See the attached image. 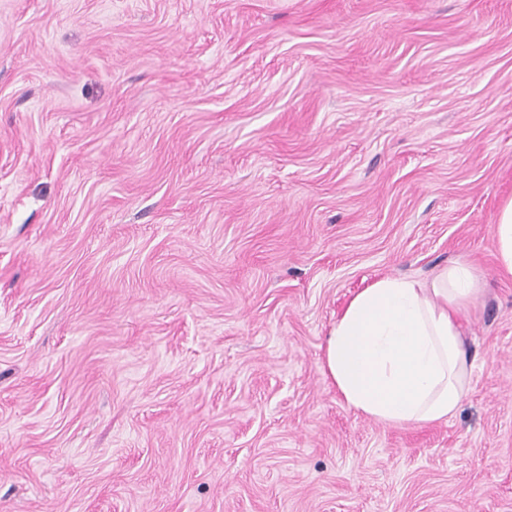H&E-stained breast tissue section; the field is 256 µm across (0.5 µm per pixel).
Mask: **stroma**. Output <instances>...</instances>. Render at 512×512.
Returning a JSON list of instances; mask_svg holds the SVG:
<instances>
[{"mask_svg":"<svg viewBox=\"0 0 512 512\" xmlns=\"http://www.w3.org/2000/svg\"><path fill=\"white\" fill-rule=\"evenodd\" d=\"M512 0H0V512H512ZM473 265L448 422L323 344ZM493 237L503 270L512 274V200L502 207L493 225Z\"/></svg>","mask_w":512,"mask_h":512,"instance_id":"stroma-1","label":"stroma"}]
</instances>
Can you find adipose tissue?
Listing matches in <instances>:
<instances>
[{
    "label": "adipose tissue",
    "instance_id": "adipose-tissue-1",
    "mask_svg": "<svg viewBox=\"0 0 512 512\" xmlns=\"http://www.w3.org/2000/svg\"><path fill=\"white\" fill-rule=\"evenodd\" d=\"M479 292L464 261L427 280L386 276L356 292L323 345L325 372L348 408L391 427L454 416L470 390L465 334Z\"/></svg>",
    "mask_w": 512,
    "mask_h": 512
}]
</instances>
